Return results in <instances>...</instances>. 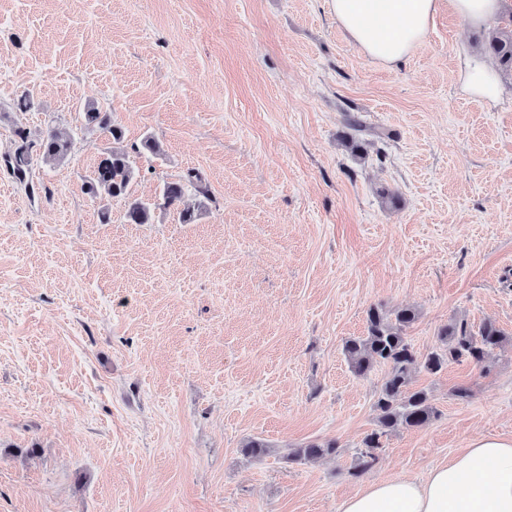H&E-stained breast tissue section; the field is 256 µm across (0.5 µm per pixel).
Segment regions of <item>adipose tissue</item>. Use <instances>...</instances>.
Wrapping results in <instances>:
<instances>
[{"label":"adipose tissue","mask_w":512,"mask_h":512,"mask_svg":"<svg viewBox=\"0 0 512 512\" xmlns=\"http://www.w3.org/2000/svg\"><path fill=\"white\" fill-rule=\"evenodd\" d=\"M443 4L480 24L501 0H330V10L365 57L392 68L425 38ZM340 512H512V438L476 437L424 477L373 482Z\"/></svg>","instance_id":"obj_1"}]
</instances>
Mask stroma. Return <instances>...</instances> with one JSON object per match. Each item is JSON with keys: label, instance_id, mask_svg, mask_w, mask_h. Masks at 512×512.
<instances>
[{"label": "stroma", "instance_id": "1", "mask_svg": "<svg viewBox=\"0 0 512 512\" xmlns=\"http://www.w3.org/2000/svg\"><path fill=\"white\" fill-rule=\"evenodd\" d=\"M487 31L440 7L384 68L328 0H0V512H339L512 437V77L491 101L465 89ZM89 102L124 132L133 197L200 173L195 223L129 224L87 194L113 146ZM50 128L64 162L42 159ZM148 136L161 154L136 152ZM22 142L32 192L5 165ZM374 306L416 310L420 362L451 323L509 338L417 368L436 416L362 469L385 371L355 376L343 347ZM72 140L70 136L50 130L42 140L40 150L45 160L63 161L71 151ZM338 446L336 442L317 443L309 442L292 448L287 453L288 460L302 462L323 455L335 454Z\"/></svg>", "mask_w": 512, "mask_h": 512}]
</instances>
